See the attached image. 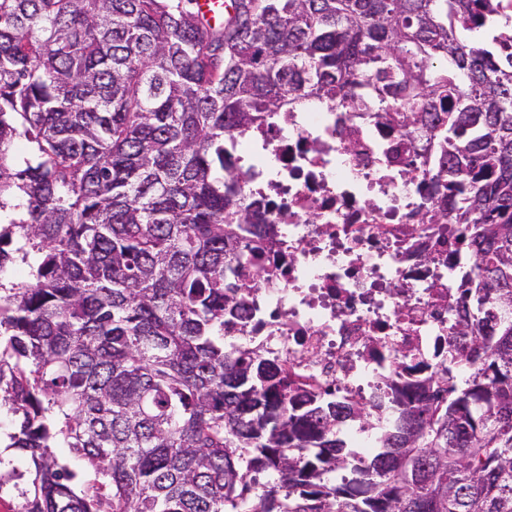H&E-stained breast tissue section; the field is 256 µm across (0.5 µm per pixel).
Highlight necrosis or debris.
<instances>
[{
  "instance_id": "obj_1",
  "label": "necrosis or debris",
  "mask_w": 512,
  "mask_h": 512,
  "mask_svg": "<svg viewBox=\"0 0 512 512\" xmlns=\"http://www.w3.org/2000/svg\"><path fill=\"white\" fill-rule=\"evenodd\" d=\"M355 95L359 109L313 100L236 138L242 193L278 233L226 336L366 404L440 364L466 249L454 225L420 220L449 208L443 173H407L425 137L383 120L365 85Z\"/></svg>"
}]
</instances>
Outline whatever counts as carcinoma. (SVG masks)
Returning <instances> with one entry per match:
<instances>
[{"label": "carcinoma", "mask_w": 512, "mask_h": 512, "mask_svg": "<svg viewBox=\"0 0 512 512\" xmlns=\"http://www.w3.org/2000/svg\"><path fill=\"white\" fill-rule=\"evenodd\" d=\"M192 5L0 0L20 512H512V0H232L217 26ZM493 16L491 43L460 38ZM361 78L437 138L423 165L474 246L448 367L375 407L224 342L276 234L228 142L310 100L353 107ZM348 418L381 429L375 454L347 450Z\"/></svg>", "instance_id": "cac0c4a2"}]
</instances>
